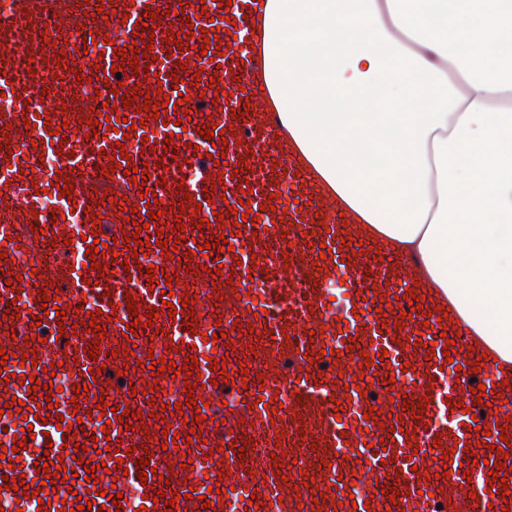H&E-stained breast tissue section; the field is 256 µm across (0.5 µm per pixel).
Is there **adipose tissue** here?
Listing matches in <instances>:
<instances>
[{
	"label": "adipose tissue",
	"instance_id": "adipose-tissue-1",
	"mask_svg": "<svg viewBox=\"0 0 512 512\" xmlns=\"http://www.w3.org/2000/svg\"><path fill=\"white\" fill-rule=\"evenodd\" d=\"M250 74L307 181L512 363V0H264Z\"/></svg>",
	"mask_w": 512,
	"mask_h": 512
}]
</instances>
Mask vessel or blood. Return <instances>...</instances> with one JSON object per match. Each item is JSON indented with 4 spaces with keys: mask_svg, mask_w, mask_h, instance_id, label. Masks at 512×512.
Wrapping results in <instances>:
<instances>
[{
    "mask_svg": "<svg viewBox=\"0 0 512 512\" xmlns=\"http://www.w3.org/2000/svg\"><path fill=\"white\" fill-rule=\"evenodd\" d=\"M116 0H9L0 11V92L8 93L12 111L0 114V131L5 126L29 127L30 137L20 142L0 134V348L7 355L11 378L0 389V446L7 453L0 459V476L26 477L40 483L39 495L27 489L0 491V503L21 512H37L39 501L50 502L53 512L73 508L79 496L88 497L92 508L111 506L105 492L110 488L135 487L144 496L146 512H386L397 503L399 512H501L512 508V476L493 482L490 489L468 492L463 487L461 465L468 451L477 459L503 461L499 450V429L512 417V390L494 396L498 383L506 380L493 361H486L480 373L470 375V364L478 354L471 337L445 331L444 325L429 320L436 304L427 292H420V309H412L404 295L415 282L406 265L398 260L380 261L375 250L353 252L346 245L353 227L333 217L320 221L324 206L311 198L299 171L286 157L275 135L276 117L258 122L259 99L251 88L252 59L246 52L252 37V21L259 14L261 0H134L126 18H119ZM169 7V15L158 14V6ZM229 14L236 23V44H221L217 57L201 55L208 39L214 38L211 21ZM65 30L79 29L80 39L64 44L39 42V49L52 55L66 51L77 61L98 65L99 77L110 76L112 65H121L127 79L124 93H132V67L122 65L120 49L131 46L134 23L154 22L153 62L138 60L136 66L154 74L149 86L158 103L160 93L177 101L172 87L177 65L192 68L201 63L200 80H186L191 96L205 94L199 112L200 124L217 123L220 132L212 140L195 137L193 146H179V158H187L193 175L181 179L179 159L166 156L163 147L146 152L141 138L157 126L180 134L178 119L185 106L169 109L165 119L141 117L135 108H91V99H74L66 69L49 70L59 94L77 129H61L63 145L52 144L44 121L48 108L39 102L40 90L28 79L11 49L29 27L44 17ZM196 18L198 29L184 42L183 49L169 50L164 40L168 31L179 30L185 17ZM92 46H85L83 36ZM235 109L245 110L232 118ZM117 120L116 130L93 129L98 115ZM44 154L58 157L56 169H40L37 159ZM129 157L132 165L146 167L148 184L131 182L119 162ZM247 172H238L239 164ZM70 172L75 200L63 196L54 186L56 172ZM191 195L187 210L175 216L170 202L179 201V185ZM50 190L62 211L53 219L44 206L43 190ZM125 195L122 208L104 209L106 191ZM211 202H203L204 193ZM284 206L271 210L272 199ZM158 201L161 215L150 219L146 204ZM200 209L208 223H192L193 209ZM147 224L148 235L169 227L175 219L188 224L179 252L191 253L190 268L178 271L176 260L162 256L160 247L136 246L130 242L128 211ZM260 217L262 233H255L243 214ZM81 223L85 233H97L105 244L108 264L104 275L91 268L87 254L90 241L66 244L69 221ZM43 239H36V232ZM226 236L229 248L222 256L210 254L201 242L210 235ZM49 245L53 261L47 271L24 276L21 284L8 283L14 271L18 249ZM137 251L139 260H153L152 273L125 272L124 256ZM221 268L220 280H212L211 269ZM178 272L180 280L167 284L165 275ZM316 282H309V275ZM343 280L346 308L331 307L328 286ZM194 284L190 298L195 306H210L221 332L235 349L225 343L204 340L201 333L187 331L188 315H169L162 305V292L171 289L172 305L181 306L184 284ZM98 295L100 323L104 335L78 332L59 336V323L85 321L82 309L87 295ZM133 296L144 310L130 316L123 304ZM23 297L19 320L5 322L7 304ZM58 301L59 314H43L44 297ZM390 303L387 313L373 311L374 298ZM79 308L69 314V305ZM171 305V306H172ZM157 309L154 325H147L148 309ZM138 319L136 336H127L126 326ZM404 319L403 330L384 331V321ZM362 348H353V339ZM98 341L100 354L87 353L88 344ZM168 344L169 354L153 351V342ZM456 353H449V346ZM120 356H113V349ZM320 357L310 360L311 350ZM32 353L34 360L21 364L19 357ZM197 357L199 373L210 379L212 361L226 363L227 379L218 387H194L184 392L185 360ZM169 358L172 371L152 374L154 361ZM101 369L98 378L88 368ZM394 372L393 391L383 390L386 370ZM39 374L41 390L19 382L18 373ZM263 374L261 385L245 386L244 374ZM66 375L70 385L79 387L75 401L58 403L57 416L45 406L44 386L53 375ZM457 384H449V375ZM484 384L486 399H478L471 381ZM382 391L375 399L367 393L374 386ZM197 403L170 415L168 408L184 403L188 395ZM25 402L24 410L10 407L11 398ZM417 398L425 407L421 415L404 410V401ZM79 413H70L71 404ZM377 407L378 418L365 419L369 407ZM143 411L133 419V428L120 431V420L130 411ZM202 417L200 440L189 443L190 421ZM170 424L181 435L168 445L148 440L144 429L159 421ZM491 426L483 435V426ZM32 428L35 443H49L50 458H61L60 476L74 477V489L45 484L44 474L32 461L18 463L14 450L25 428ZM73 439H65V430ZM97 450H89V442ZM189 452L192 468L180 467L182 452ZM286 459L314 455L324 467L308 471L315 488L294 490L278 475L274 452ZM148 458L158 478L153 486H141L135 462ZM97 463L94 481L83 477L86 460ZM449 468L448 481L436 480L439 469ZM176 483L181 498L168 505L166 498L151 500L153 489ZM222 493H212L213 485ZM508 493H501V486ZM195 498H188V490ZM265 496V503L252 506L251 496ZM210 507H203V500Z\"/></svg>",
    "mask_w": 512,
    "mask_h": 512,
    "instance_id": "b4317fda",
    "label": "vessel or blood"
}]
</instances>
